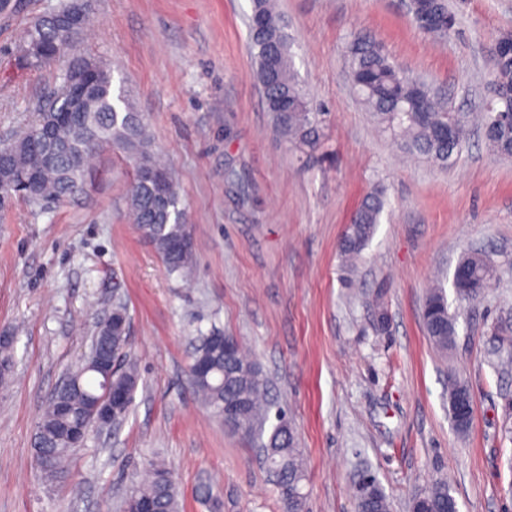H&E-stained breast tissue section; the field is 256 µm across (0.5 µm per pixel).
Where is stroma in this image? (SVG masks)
Returning a JSON list of instances; mask_svg holds the SVG:
<instances>
[{
	"label": "stroma",
	"instance_id": "1",
	"mask_svg": "<svg viewBox=\"0 0 512 512\" xmlns=\"http://www.w3.org/2000/svg\"><path fill=\"white\" fill-rule=\"evenodd\" d=\"M65 0H25L0 14V146L62 86L61 67L18 62L29 19ZM81 52L124 81L153 149L180 189L194 244L191 280L169 272L129 220L134 169L106 147L85 184L61 202L14 197L0 207V334L13 337L0 387V512H122L155 461L177 483L180 512H282L257 448L228 432L198 398L193 338L238 336L288 408L306 474L305 512H356L353 485L374 473L391 512L445 479L459 512H512V158L480 126L452 167L406 153L383 133L343 68L350 34L368 33L399 66L445 93L449 111L477 116L491 97L487 62L512 31V0H453L454 29L437 44L402 0H274L309 96L332 114L312 161L278 136L254 77L251 0H82ZM387 206L355 274L339 244L376 186ZM496 270L476 305L452 288L463 252ZM443 288L457 316L448 351L429 340L421 309ZM388 323L373 326L374 299ZM130 315L142 379L131 413L91 431L68 478L42 481L33 458L50 393L81 366L114 303ZM474 398L470 430L448 415V374Z\"/></svg>",
	"mask_w": 512,
	"mask_h": 512
}]
</instances>
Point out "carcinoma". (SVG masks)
Segmentation results:
<instances>
[{"label":"carcinoma","instance_id":"cac0c4a2","mask_svg":"<svg viewBox=\"0 0 512 512\" xmlns=\"http://www.w3.org/2000/svg\"><path fill=\"white\" fill-rule=\"evenodd\" d=\"M412 24L436 42L447 40L452 19L448 0H405ZM78 11L74 3L32 17L19 43L23 66L38 71L64 63L63 79L86 68L92 69L95 92L70 113L59 119L51 105L38 107L35 120L12 143L0 150L8 154V165L0 169V185L24 186L23 197L32 202L64 200L81 186L90 159L105 146L122 151L134 164L135 175L128 189V201L136 228L152 242L172 271L185 273L192 266L193 250L174 253L172 246L191 238L183 220V206L174 177L152 150L145 125L123 87L113 89V75L100 61L74 54L62 61L66 47L75 46L84 28L71 29L60 23L63 16ZM248 38L255 61V75L264 89L267 111L275 130L293 149L311 157L325 144L330 113L313 105L294 69L291 43L286 27L274 10L272 0H252L248 18ZM512 45V34L501 35L490 51L488 75L495 88L493 100L482 114L484 135L490 150L512 157V52L500 50ZM348 73L365 106L378 125L400 137L405 149L446 168L463 151L467 140L466 121L448 111V103L424 81L410 76L394 64L383 45L374 37L351 34L345 55ZM386 204L384 189L376 188L364 197L351 216L341 241L340 253L348 264L361 256L371 241ZM456 267L468 281L455 287L462 299L479 295L494 273L489 255L473 250L464 253ZM423 323L431 342L439 349L452 346L457 335V319L448 309L444 289H434L423 304ZM224 338L234 345L229 356L213 347L210 334L198 336L196 351L210 361L205 376L191 375L192 383L207 408L223 417L224 406L237 409L235 427L230 432L263 448L265 467L273 478L284 512H302L306 493L305 474L293 428L280 425L288 417L285 407L267 397L268 380L256 358L246 352L241 341ZM13 337L0 339V383L10 369L9 349ZM121 349L120 371L112 378V388L123 390L127 399L117 411L119 420L129 415L140 381L138 364L131 354L127 332L106 320L98 326L91 350L81 367L68 376L69 385L57 389L48 399L35 432V460L43 481L58 483L68 473L72 449L65 445L69 426L78 423L95 402L104 396L105 379L91 368L98 350ZM67 400L75 413L62 418L57 401ZM371 482L368 503L371 512H388L385 492L376 476L363 471ZM129 498L149 504L155 512H179L177 487L170 470L151 464L148 481ZM425 498L432 512H445L455 500L446 481L434 484Z\"/></svg>","mask_w":512,"mask_h":512}]
</instances>
